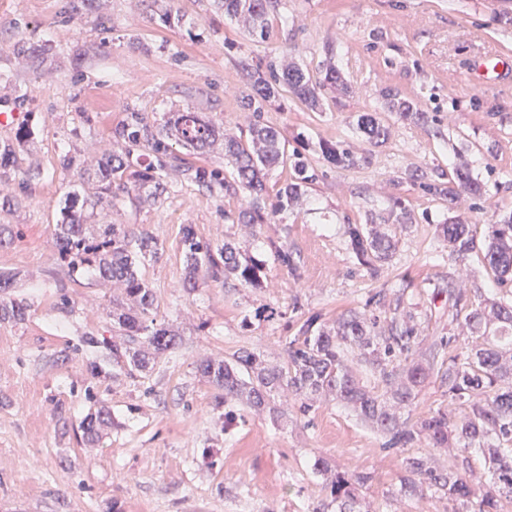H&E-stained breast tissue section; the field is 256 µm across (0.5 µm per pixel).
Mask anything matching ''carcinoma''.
<instances>
[{
    "label": "carcinoma",
    "mask_w": 512,
    "mask_h": 512,
    "mask_svg": "<svg viewBox=\"0 0 512 512\" xmlns=\"http://www.w3.org/2000/svg\"><path fill=\"white\" fill-rule=\"evenodd\" d=\"M279 0H224V12L239 18L250 33H269L268 15L276 10ZM341 84L339 70L329 65L323 79L312 80L293 62L269 65V76L253 83V93L243 97V106L254 114L248 136L224 138V156L231 158L235 173L227 179L223 171L199 166L173 151L177 142L189 151L209 146L218 135L215 125L198 112H180L169 128H160L144 112H128L125 119L112 129L113 141L121 152H108L93 169L92 178L100 192L95 201L82 197L74 189L65 196L57 224L54 225L55 247L59 257L68 263L71 273H89L97 279L118 281L126 295L138 306L135 312L116 313L123 335L112 341L85 337L92 347L103 346L112 351V364L135 378L149 368L153 354L173 350L177 336L153 316L155 310L152 289L139 272L146 259H157L161 248L147 233H131L121 224H103L91 235L84 224L87 207L105 203L114 205L119 194L112 191V182L128 198L140 196L150 188V195L160 198L167 192L161 173L174 169L183 178L201 187H217L226 191H242L249 197L248 207L238 214L240 224H265L274 210L267 208L264 178L266 171L284 162L285 145L274 127L261 121L264 103L274 93V86L284 85L299 101L316 107L326 86ZM384 110L397 112L403 118L420 121L427 113L396 91L386 94ZM356 129L369 141L384 142L388 127L376 112H359ZM325 160L332 166L351 167L358 158L349 148L338 144L323 146ZM15 148L0 147V182L17 181L19 188L40 176L38 169L18 172ZM296 181L288 184L280 198L295 201L301 190L316 180L306 162L294 160ZM433 195L448 198L455 188L480 192V184L467 171H457L453 179L441 172L427 183ZM440 234L448 243L450 256L460 258L476 249L471 225L460 220L440 225ZM348 248L353 256L372 272L388 259L395 244L392 239L370 232L362 224L347 228ZM182 250L186 265L185 287L196 286L198 275L207 271L211 277L234 279L241 285L254 287L261 277V266L241 255L239 249L226 242L212 247L198 239L192 225L182 228ZM484 260L494 272L499 284L512 285V215L502 224L492 225L484 245ZM16 274L0 271V322L22 321L28 305L3 297L12 287ZM448 307L452 319L463 320L481 342L458 349L456 337H440L431 342L429 359L412 358L416 339L414 318L407 313L394 314L385 330L377 331L376 319L366 313L350 312L341 318L331 332L309 317L297 333L284 344V362L280 366L266 363L256 351H241L234 361L205 360L201 373L219 390L224 400L240 399L257 409L275 412V399L290 392L301 400L300 410L312 409L311 397L331 393L368 420L385 437V448H409L426 438L432 448H453L456 453L441 472L432 466L429 456L409 457L405 461L407 476L402 479L400 492L406 497L435 489L457 505L453 512H499L502 499L512 500V356L503 346H512V304L473 300L457 288H448ZM358 352L360 365L376 375L378 382H361L349 365V355ZM441 373L447 386L448 399L464 409L463 417L448 421V415L437 409L425 419L413 423L403 411L411 408L419 391L431 373ZM110 414L105 408L87 415L81 421L86 442L97 437L99 429L108 424ZM480 450L492 483L484 489L472 484L469 472V450ZM368 475L338 470L327 484L326 501L313 512H361L359 487Z\"/></svg>",
    "instance_id": "1"
}]
</instances>
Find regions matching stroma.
Wrapping results in <instances>:
<instances>
[{"label": "stroma", "mask_w": 512, "mask_h": 512, "mask_svg": "<svg viewBox=\"0 0 512 512\" xmlns=\"http://www.w3.org/2000/svg\"><path fill=\"white\" fill-rule=\"evenodd\" d=\"M71 4L0 0V110L25 114L0 127V144L16 143L20 168L41 171L27 191L0 186V226L12 237L0 246V270L17 275L9 298L29 305L25 320L0 322V512H312L336 467L370 474L360 491L365 512H448L441 493L400 494L406 458L428 452L444 470L447 449H385L380 432L331 396L306 416L283 396L274 419L225 401L197 366L243 350L282 364L284 343L304 320L331 327L350 310L384 324L394 310L411 313L421 360L432 339L458 330L444 287L512 296L482 251L450 262L437 236L455 217L481 240L512 213V75L497 82L472 65L481 51L512 52V0H280L266 39L225 15L222 0H91L78 14ZM290 52L314 78L335 61L346 84L326 90L316 110L278 87L262 114L317 175L297 204L249 229L236 222L245 194L209 191L170 170L161 200L88 211L89 227L122 224L162 248L141 272L158 321L180 344L141 377L125 376L104 348L83 342L112 337L110 310L124 295L70 275L59 259L53 226L63 196L77 183L97 196L81 174L129 112L159 126L199 112L221 132L247 131L253 115L241 98L250 74ZM390 89L426 120L383 112ZM375 110L389 128L380 146L354 124L356 113ZM22 128L29 135L20 143ZM336 142L351 147L357 165L326 162L322 148ZM66 153L74 159L67 172L59 166ZM458 168L482 183L483 197L450 202L428 192V177ZM401 205L412 224L396 223ZM186 224L201 241H231L259 263V286L203 273L185 291ZM351 224L393 236L378 273L349 252ZM279 248L299 276L278 262ZM96 363L101 373H92ZM102 407L112 424L86 443L80 423ZM318 457L328 471L314 470Z\"/></svg>", "instance_id": "stroma-1"}]
</instances>
